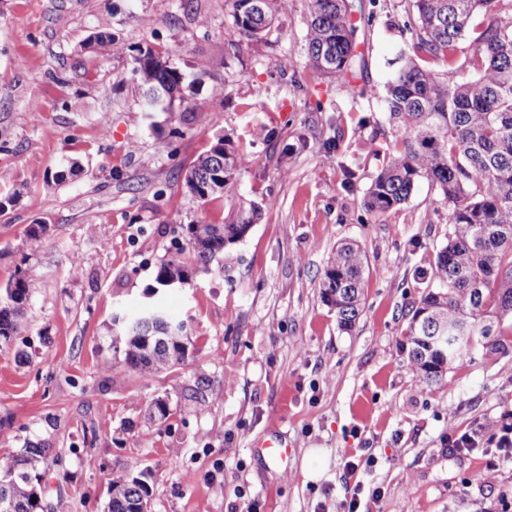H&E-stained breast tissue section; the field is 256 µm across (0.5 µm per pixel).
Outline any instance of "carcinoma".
<instances>
[{
    "instance_id": "cac0c4a2",
    "label": "carcinoma",
    "mask_w": 512,
    "mask_h": 512,
    "mask_svg": "<svg viewBox=\"0 0 512 512\" xmlns=\"http://www.w3.org/2000/svg\"><path fill=\"white\" fill-rule=\"evenodd\" d=\"M291 0H224L240 39L265 40L276 16ZM484 21L460 57V43L473 31L475 14ZM403 28L408 33L385 84L382 104L391 126L392 156L373 180L365 208L381 216L402 205L424 178L448 204V243L436 255V285L425 289L408 313L405 336L408 364L416 378L433 386L448 378L461 357L480 344L489 353L507 349L512 325V0H409ZM353 23L347 0H310L305 34L308 65L329 78L358 79ZM134 71L144 88L148 111L160 109L151 95L184 87L183 74L155 53L137 49ZM443 64L445 71L430 68ZM246 157L215 142L193 159L185 175L200 199L224 194L214 182L221 171L232 180ZM244 209L218 228L182 226L197 266L223 269L224 248L252 226ZM182 249L161 260L159 288L188 282ZM367 256L346 241L336 246L321 281V299L336 313L338 325L353 327L364 308ZM29 282L18 274L0 294V347L9 346L26 327ZM126 329L112 343L124 365L146 378L187 364L192 345L185 322L177 334L148 320L145 307L124 316ZM458 331L462 345L447 351L432 339L439 325ZM51 452L45 441H28L19 452L0 455V499L4 512H60L61 502L44 496L41 479ZM144 472L120 476L109 489L105 512H143L152 489Z\"/></svg>"
}]
</instances>
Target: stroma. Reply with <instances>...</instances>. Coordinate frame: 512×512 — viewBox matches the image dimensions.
I'll list each match as a JSON object with an SVG mask.
<instances>
[{"mask_svg": "<svg viewBox=\"0 0 512 512\" xmlns=\"http://www.w3.org/2000/svg\"><path fill=\"white\" fill-rule=\"evenodd\" d=\"M349 2L363 99L308 65L309 0L233 54L224 0H192L190 12L182 0H0V290L20 269L30 283L28 327L0 348V449L49 442L61 462L47 492L67 512H103L112 479L142 472L152 512H340L351 454L377 460L358 475L361 512H512V458L484 429L512 423V351L472 349L430 387L407 364V312L448 240V206L422 179L382 217L363 207L391 154L380 95L408 0ZM105 26L122 52L94 44ZM133 47L192 82L182 107L138 118ZM220 139L248 162L204 201L185 172ZM252 203L260 213L223 270L184 251L188 284L157 295L189 324L187 365L153 378L128 369L113 321L145 303L180 225L222 224ZM34 224L49 235L36 251ZM345 240L368 260L347 332L320 298ZM159 397L165 421L149 414ZM472 432L477 449L449 448ZM276 434L290 448L284 470L255 451Z\"/></svg>", "mask_w": 512, "mask_h": 512, "instance_id": "1", "label": "stroma"}]
</instances>
